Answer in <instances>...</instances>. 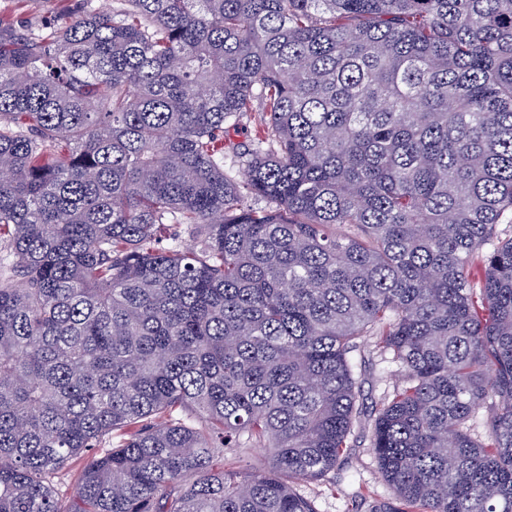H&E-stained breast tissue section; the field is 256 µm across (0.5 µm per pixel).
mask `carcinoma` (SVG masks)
<instances>
[{"label": "carcinoma", "mask_w": 512, "mask_h": 512, "mask_svg": "<svg viewBox=\"0 0 512 512\" xmlns=\"http://www.w3.org/2000/svg\"><path fill=\"white\" fill-rule=\"evenodd\" d=\"M83 2L0 16V512H316L365 336L369 512H512V0ZM83 0H0V14L36 25L52 26L82 7ZM251 113L243 117L237 128H230L227 134L224 133V143H228L229 140L232 144L248 143L250 141L251 137L254 136L256 123L259 120L258 112ZM378 354L373 355L372 364H366L361 370L362 396L364 406L371 407L375 403H380L384 392L391 389L392 385L398 380L399 373L394 364L385 362L379 364Z\"/></svg>", "instance_id": "cac0c4a2"}]
</instances>
